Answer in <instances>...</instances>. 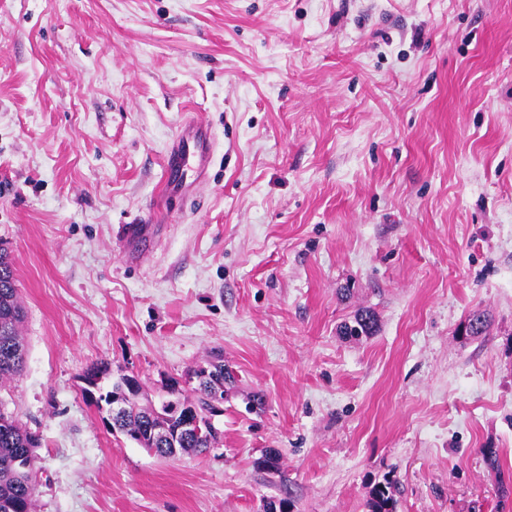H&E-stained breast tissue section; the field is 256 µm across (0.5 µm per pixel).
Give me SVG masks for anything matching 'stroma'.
I'll return each mask as SVG.
<instances>
[{"mask_svg": "<svg viewBox=\"0 0 512 512\" xmlns=\"http://www.w3.org/2000/svg\"><path fill=\"white\" fill-rule=\"evenodd\" d=\"M189 120L206 178L170 196ZM0 247L35 512H367L387 477L397 512H512V0H0ZM217 354L201 455L82 392L107 362L190 395ZM209 142L208 130L194 123H189L180 132L165 158L166 186L169 193L183 194L186 190L183 175L193 159L198 158L199 167L202 165L204 155L209 151ZM12 263L0 248V388L11 383L22 370L25 351L19 336L24 313L17 299ZM352 323V325H344V335L359 339V337L362 336H372L376 332L377 319L375 314L370 310L358 311L354 315Z\"/></svg>", "mask_w": 512, "mask_h": 512, "instance_id": "obj_1", "label": "stroma"}]
</instances>
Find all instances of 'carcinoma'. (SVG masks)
<instances>
[{
	"instance_id": "1",
	"label": "carcinoma",
	"mask_w": 512,
	"mask_h": 512,
	"mask_svg": "<svg viewBox=\"0 0 512 512\" xmlns=\"http://www.w3.org/2000/svg\"><path fill=\"white\" fill-rule=\"evenodd\" d=\"M24 313L17 299V288L12 263L0 248V388L11 383L22 370L25 351L19 336V326ZM377 319L370 310H361L354 315L353 323L344 325V335L351 338L371 336L376 332ZM112 375L109 364L102 363L84 372V378L96 387L98 410L112 404V397H122L130 390L124 375L103 391L102 384ZM231 378L223 364L214 365L208 375L200 380L194 406L204 411L212 391ZM200 434L181 438L176 444L165 446L153 441L150 433L151 422L146 414L134 403H129L128 412L113 429L127 435L150 453L162 457L198 455L214 447L218 432L212 430L205 417H200ZM39 440L34 433L24 428L15 416L0 410V505L11 502L14 512H33L37 478L34 474V448ZM395 485L386 478L372 490L368 503L369 512H396Z\"/></svg>"
}]
</instances>
